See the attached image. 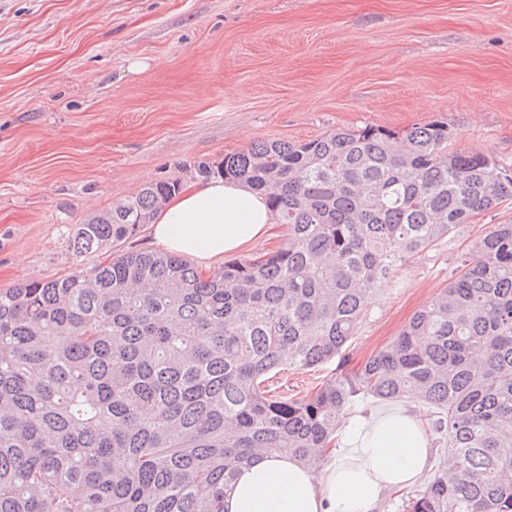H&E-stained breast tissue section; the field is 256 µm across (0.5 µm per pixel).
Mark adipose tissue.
Instances as JSON below:
<instances>
[{
	"instance_id": "adipose-tissue-1",
	"label": "adipose tissue",
	"mask_w": 512,
	"mask_h": 512,
	"mask_svg": "<svg viewBox=\"0 0 512 512\" xmlns=\"http://www.w3.org/2000/svg\"><path fill=\"white\" fill-rule=\"evenodd\" d=\"M264 195L221 178L196 181L158 214L155 245L206 266L267 235ZM320 470L287 455L255 457L224 489V512H378L385 491L418 482L429 433L406 408L355 414Z\"/></svg>"
}]
</instances>
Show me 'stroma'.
Returning <instances> with one entry per match:
<instances>
[{"label":"stroma","instance_id":"1","mask_svg":"<svg viewBox=\"0 0 512 512\" xmlns=\"http://www.w3.org/2000/svg\"><path fill=\"white\" fill-rule=\"evenodd\" d=\"M436 120L453 149L512 167V0H0V289L93 265L76 224L195 162ZM509 222L512 204L440 239L388 279L341 359L268 390L301 397L358 368Z\"/></svg>","mask_w":512,"mask_h":512}]
</instances>
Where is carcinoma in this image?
Here are the masks:
<instances>
[{
    "mask_svg": "<svg viewBox=\"0 0 512 512\" xmlns=\"http://www.w3.org/2000/svg\"><path fill=\"white\" fill-rule=\"evenodd\" d=\"M448 123L269 140L193 178L267 196L272 254L204 276L120 250L74 274L0 289V512H224L254 454L320 468L359 396L440 410L448 451L409 512H512V224L358 369L302 398L262 387L340 357L378 285L471 219L512 203V169L449 148ZM170 179L77 225L94 254L137 236Z\"/></svg>",
    "mask_w": 512,
    "mask_h": 512,
    "instance_id": "carcinoma-1",
    "label": "carcinoma"
}]
</instances>
